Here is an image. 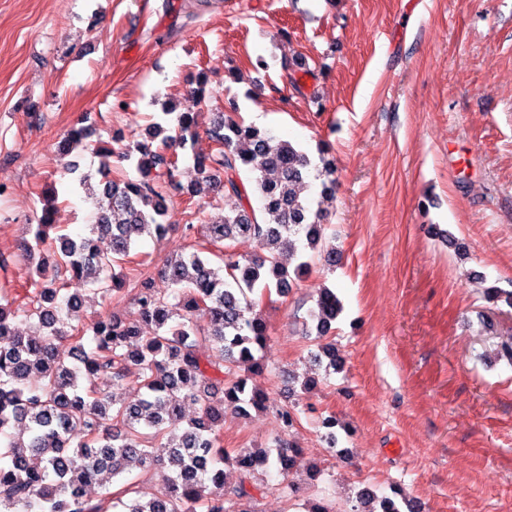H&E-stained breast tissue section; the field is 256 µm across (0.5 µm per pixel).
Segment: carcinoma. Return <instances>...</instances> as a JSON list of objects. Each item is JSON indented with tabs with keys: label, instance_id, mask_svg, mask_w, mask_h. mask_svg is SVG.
I'll return each mask as SVG.
<instances>
[{
	"label": "carcinoma",
	"instance_id": "cac0c4a2",
	"mask_svg": "<svg viewBox=\"0 0 512 512\" xmlns=\"http://www.w3.org/2000/svg\"><path fill=\"white\" fill-rule=\"evenodd\" d=\"M195 126L190 109L163 104L159 121L139 138L126 143L118 132L112 142L119 149L101 148L133 166L139 178L116 180L100 171L97 180L75 165L62 172L72 189L100 206L88 235L57 237L52 274L41 261L22 300L0 296V512H101L88 488L108 495L112 480L134 467L169 475L147 499L117 500L119 512H256L246 485L251 476L272 468L288 474L301 462L299 449L287 443L274 453L243 448L231 459L221 431L226 410L264 407V393L239 374L244 366L260 368L269 340L247 294L269 295L274 287L281 295L291 276L307 272L306 250L316 251L322 241L324 214L304 192L314 179L322 196H333L336 169L224 112L215 113L208 132L215 148L201 155ZM168 142L214 185L215 206L224 214L183 225L192 244L161 268L171 291L156 292L143 275L133 286L135 318L102 313L88 324H71L66 316L82 305L87 286L102 297L121 290L125 274L116 268L141 239L165 235L166 196L158 184L174 196L194 193V185L181 181L179 155L167 152ZM54 212L45 203L33 238L23 244L28 259L46 248ZM241 239L260 241L266 253L237 258ZM342 309L333 289H318L309 311L316 336L328 334ZM20 317L29 323L26 332L18 330ZM144 325L154 334L143 335ZM60 339L70 341L76 363L60 357ZM207 346L223 359L206 357ZM132 364L139 366L140 396L126 401L118 390ZM187 403L201 404V414L186 419ZM230 459L239 474L233 486L224 472ZM351 512H412V506L366 489Z\"/></svg>",
	"mask_w": 512,
	"mask_h": 512
}]
</instances>
